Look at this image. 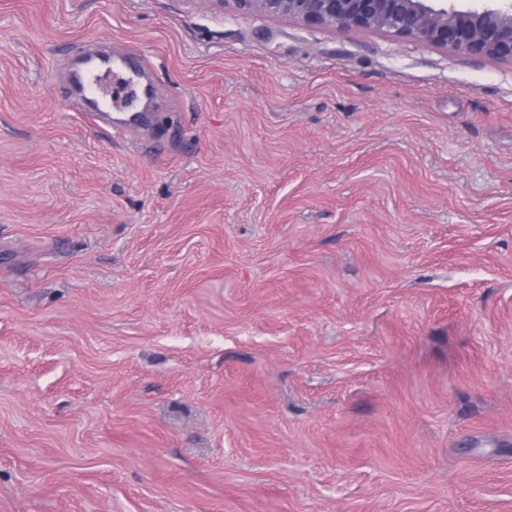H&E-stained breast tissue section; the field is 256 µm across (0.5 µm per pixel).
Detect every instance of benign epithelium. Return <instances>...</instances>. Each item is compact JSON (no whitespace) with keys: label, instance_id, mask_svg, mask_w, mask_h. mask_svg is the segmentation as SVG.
Here are the masks:
<instances>
[{"label":"benign epithelium","instance_id":"obj_1","mask_svg":"<svg viewBox=\"0 0 512 512\" xmlns=\"http://www.w3.org/2000/svg\"><path fill=\"white\" fill-rule=\"evenodd\" d=\"M311 28L387 32L472 60L512 65V0H214Z\"/></svg>","mask_w":512,"mask_h":512}]
</instances>
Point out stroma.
<instances>
[{
  "label": "stroma",
  "mask_w": 512,
  "mask_h": 512,
  "mask_svg": "<svg viewBox=\"0 0 512 512\" xmlns=\"http://www.w3.org/2000/svg\"><path fill=\"white\" fill-rule=\"evenodd\" d=\"M0 512H512V66L0 0ZM111 72L112 58L87 55L71 73L73 87L91 101L92 112L108 103L109 92L103 81Z\"/></svg>",
  "instance_id": "1"
}]
</instances>
